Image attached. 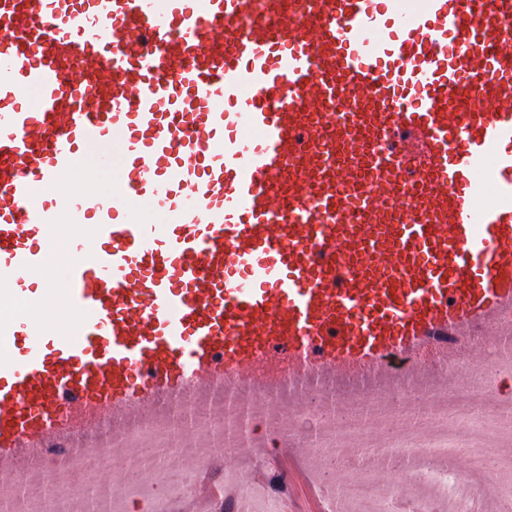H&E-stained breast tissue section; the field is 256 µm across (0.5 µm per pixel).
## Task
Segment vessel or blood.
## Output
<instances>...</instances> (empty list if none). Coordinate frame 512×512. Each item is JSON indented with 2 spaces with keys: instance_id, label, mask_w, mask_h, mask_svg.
<instances>
[{
  "instance_id": "obj_1",
  "label": "vessel or blood",
  "mask_w": 512,
  "mask_h": 512,
  "mask_svg": "<svg viewBox=\"0 0 512 512\" xmlns=\"http://www.w3.org/2000/svg\"><path fill=\"white\" fill-rule=\"evenodd\" d=\"M511 339L512 0H0V491L175 402L289 448L307 380Z\"/></svg>"
}]
</instances>
